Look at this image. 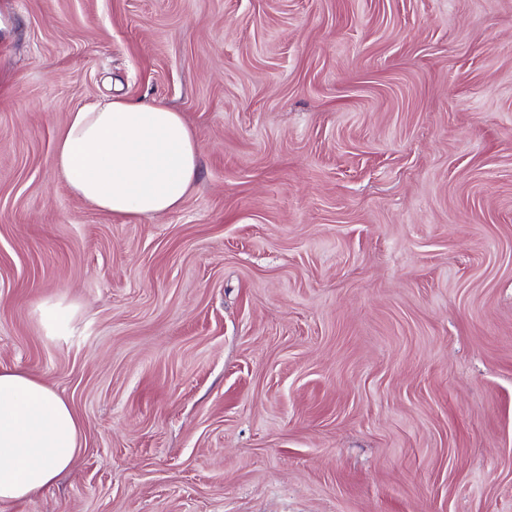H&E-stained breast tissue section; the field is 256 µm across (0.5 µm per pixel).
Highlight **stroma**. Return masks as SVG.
Returning <instances> with one entry per match:
<instances>
[{
    "label": "stroma",
    "mask_w": 512,
    "mask_h": 512,
    "mask_svg": "<svg viewBox=\"0 0 512 512\" xmlns=\"http://www.w3.org/2000/svg\"><path fill=\"white\" fill-rule=\"evenodd\" d=\"M0 22V367L82 423L12 512H512V0ZM116 93L192 127L178 209L113 217L54 174Z\"/></svg>",
    "instance_id": "stroma-1"
}]
</instances>
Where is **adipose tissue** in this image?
Segmentation results:
<instances>
[{"label": "adipose tissue", "instance_id": "1", "mask_svg": "<svg viewBox=\"0 0 512 512\" xmlns=\"http://www.w3.org/2000/svg\"><path fill=\"white\" fill-rule=\"evenodd\" d=\"M198 156L193 130L165 100L104 98L70 113L53 168L100 212L150 217L182 205ZM81 434L67 400L29 373L0 369V512L55 484L74 465Z\"/></svg>", "mask_w": 512, "mask_h": 512}]
</instances>
